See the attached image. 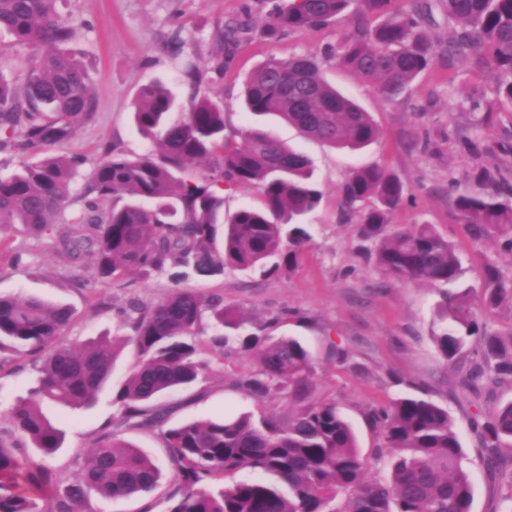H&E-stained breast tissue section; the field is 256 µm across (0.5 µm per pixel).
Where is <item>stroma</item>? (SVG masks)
I'll return each mask as SVG.
<instances>
[{
	"mask_svg": "<svg viewBox=\"0 0 512 512\" xmlns=\"http://www.w3.org/2000/svg\"><path fill=\"white\" fill-rule=\"evenodd\" d=\"M58 12L76 31L68 50L89 67L97 102L94 121L74 139L54 148L55 153L81 159L67 205L71 213L84 204L83 191L102 159L103 145L116 143L128 154L149 149L132 119L139 88L162 81L182 109H189L193 98L183 72L190 66L207 69L216 50L215 30L231 19L260 25L265 16L260 0H59ZM350 30L349 21L342 18L278 39L256 32L239 44L223 77L208 74L200 92L222 97L225 135L235 139L241 130L259 126L304 152L323 198L308 219L311 245L292 268L271 275L228 269L219 276L191 277L184 285L205 296L222 295L225 306L234 309L241 320V333L262 331L303 341L314 358L322 394L334 399L352 424L364 456L371 457L378 443L366 418L370 408L405 395L424 396L447 407L464 448L463 466L473 481L472 512H497L498 493L485 474L482 450L470 428L472 397L454 386V371L432 339L438 329L434 316L442 291L421 282L389 280L366 263L359 255L360 226L342 220L337 188L355 166L388 168L416 195L415 204L395 211L393 223L408 227L425 221L446 234L461 255L460 287L481 288V275L489 263L510 276L512 256L503 253L496 242L471 240L448 200L447 187L449 178L466 180L478 163L498 169L512 181V109L497 105L490 75L469 76L466 61L444 58L418 77L404 97L385 102L335 60L324 57ZM299 53L323 57L326 79L372 114L381 131L375 143L357 152L335 149L306 139L275 115L245 112L240 94L248 73L268 57ZM465 79L479 88L484 101V141L477 155L466 146L474 135L472 117L456 106ZM447 125L456 129L455 143L437 139L426 152L417 147L424 130ZM93 281L92 267L72 263L55 250L50 238L12 236L0 244V293L35 295L72 306L75 314L65 334L74 343L117 334L115 307L132 299L158 302L174 287L165 274L128 275L100 287ZM334 345L347 352L348 364L331 356ZM204 357L209 368L190 390L154 401V408L166 412L168 425L226 411L258 413L262 406L236 387L241 375L255 369L256 360L212 351ZM33 377L32 356L15 357L0 366V428H10L9 411L27 397ZM45 411L65 432L64 445L52 465L68 474L86 462L97 438L118 416L108 390L91 407L49 404ZM123 437L158 462L163 481L154 491L132 498L91 499L93 512H167L178 483L162 439L149 430H128Z\"/></svg>",
	"mask_w": 512,
	"mask_h": 512,
	"instance_id": "stroma-1",
	"label": "stroma"
}]
</instances>
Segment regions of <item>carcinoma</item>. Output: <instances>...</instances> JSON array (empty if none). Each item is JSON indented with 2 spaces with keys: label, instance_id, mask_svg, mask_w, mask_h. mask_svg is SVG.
Instances as JSON below:
<instances>
[{
  "label": "carcinoma",
  "instance_id": "carcinoma-1",
  "mask_svg": "<svg viewBox=\"0 0 512 512\" xmlns=\"http://www.w3.org/2000/svg\"><path fill=\"white\" fill-rule=\"evenodd\" d=\"M434 1L448 22L444 41L432 31ZM263 2L269 5L263 27L268 36L320 28L350 12V36L327 56L337 57L387 102L403 97L431 70L442 47L450 61L470 60L471 73H492L498 98L512 106V0H413L408 10L393 14L387 12L390 0ZM249 30L248 22H228L216 32L211 71H224ZM2 32L11 46L29 50L30 60L22 82L0 76V154L30 160L0 176V243L12 232L37 239L50 234L74 263L90 260L99 285L131 272L167 273L178 284L226 268L272 274L297 262L312 241L304 219L323 197L309 158L260 128L241 132L238 141L227 137L219 100L202 97L180 113L159 82L140 88L134 112L151 148L131 156L105 147L83 209L64 216L78 158L49 149L95 119L90 72L66 50L75 30L60 19L57 0H0ZM243 105L256 115L274 113L334 148L358 150L380 136L371 114L332 86L309 54L262 63L244 83ZM195 159L206 162L204 173H188ZM238 186L258 188L261 205L227 214L224 188ZM338 195L344 220L362 224L369 242L364 251L382 275L435 287L458 280L459 253L435 225L406 229L391 223L412 195L397 175L355 167ZM448 198L473 240L494 241L512 254V182L480 165L467 187L448 182ZM473 295L470 288L445 293L433 341L449 366H464L459 385L480 396L490 386L512 387V337L487 331ZM481 299L487 310L512 308V276L488 264ZM206 314L222 327L238 328L222 296L178 286L155 304L133 300L117 308L126 334L76 344L64 337L71 308L38 296L0 295V363L6 354L42 357L29 397L10 411L12 427L0 430V512H88L93 494L110 501L155 490L161 468L121 437V426L160 431L180 484L168 512H471L472 479L447 408L405 396L372 410L381 440L376 458L390 457V476L369 480L352 425L334 402L318 395L308 348L294 337L255 333H225L205 343L199 328ZM126 344L134 345L138 361L112 387L120 408L117 428L98 437L74 476H63L47 464L64 433L44 406H92L111 387L119 348ZM229 344L257 358V370L241 382L245 391L259 403L285 393L288 411L166 427V413L147 405L193 386L208 366L200 358L205 347L222 353ZM470 426L489 478L505 489L497 512H512V400L492 410L477 408ZM237 471L249 476L214 486Z\"/></svg>",
  "mask_w": 512,
  "mask_h": 512
}]
</instances>
